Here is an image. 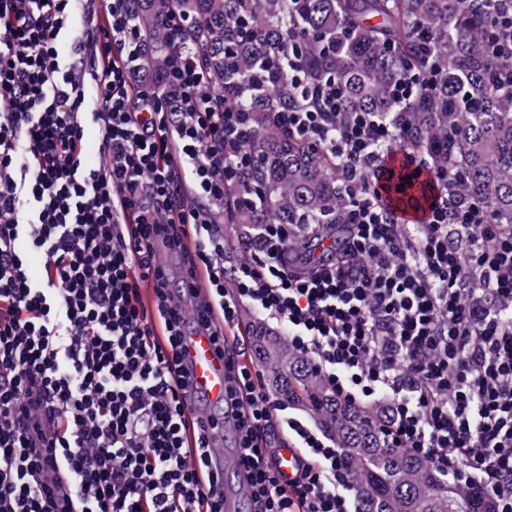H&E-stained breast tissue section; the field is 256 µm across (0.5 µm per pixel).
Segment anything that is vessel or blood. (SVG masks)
I'll list each match as a JSON object with an SVG mask.
<instances>
[{
  "mask_svg": "<svg viewBox=\"0 0 512 512\" xmlns=\"http://www.w3.org/2000/svg\"><path fill=\"white\" fill-rule=\"evenodd\" d=\"M430 195L431 179L429 175L424 174L420 176L410 197L393 199L392 204L402 223L416 224L424 221ZM182 347L183 363L188 370L191 406L195 409L207 408L209 417L219 422L227 386L224 354L218 349L210 333L194 323L187 325ZM226 430V425L219 422L215 431V438L219 445L213 449L208 459V470L218 475L232 474L236 488L225 492L224 512H239L241 500L238 490L245 487L247 473L244 469L232 467L230 461L224 456L220 442L224 440ZM301 462L300 451L289 446L277 450L272 466L291 478L299 470Z\"/></svg>",
  "mask_w": 512,
  "mask_h": 512,
  "instance_id": "b4317fda",
  "label": "vessel or blood"
}]
</instances>
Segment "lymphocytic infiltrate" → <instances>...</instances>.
Instances as JSON below:
<instances>
[{
  "mask_svg": "<svg viewBox=\"0 0 512 512\" xmlns=\"http://www.w3.org/2000/svg\"><path fill=\"white\" fill-rule=\"evenodd\" d=\"M93 2L0 0V512H224V481L206 471L214 424L187 419L191 321L224 350L249 512H357L335 444L227 344L246 304L332 393L387 398L393 447L512 512V226L490 223L485 200L452 203L439 173L425 223H400L386 197L425 162L392 121L341 111L335 81L292 59L296 102L275 123L335 160L346 234L297 268L301 225L262 224L226 268L213 208L251 163L249 115L208 90L182 13L166 19L174 51L157 86L139 76L133 0H107L99 23ZM398 149L401 169L386 167ZM276 424L307 460L286 486L267 461ZM45 449L72 499L53 500Z\"/></svg>",
  "mask_w": 512,
  "mask_h": 512,
  "instance_id": "1",
  "label": "lymphocytic infiltrate"
}]
</instances>
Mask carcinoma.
Returning <instances> with one entry per match:
<instances>
[{
  "mask_svg": "<svg viewBox=\"0 0 512 512\" xmlns=\"http://www.w3.org/2000/svg\"><path fill=\"white\" fill-rule=\"evenodd\" d=\"M501 0H137L136 23L150 52L144 69L163 71L171 53L167 10L188 17L187 37L201 50L211 86L255 113L246 146L253 163L216 209L241 232L257 224L336 226L346 203L334 162L280 131L269 113L294 104L283 71L251 90L254 78L288 57L289 26L305 29L298 55L313 79L333 78L342 111L395 119L403 144L453 177L458 201L483 198L493 224L512 225V96L494 89L512 59L486 50ZM434 74L410 103L395 82ZM275 399L309 410L339 449L358 494V512H494L488 500L450 483L421 456L389 445L386 402L349 404L330 393L309 359L284 336L248 328Z\"/></svg>",
  "mask_w": 512,
  "mask_h": 512,
  "instance_id": "carcinoma-1",
  "label": "carcinoma"
}]
</instances>
